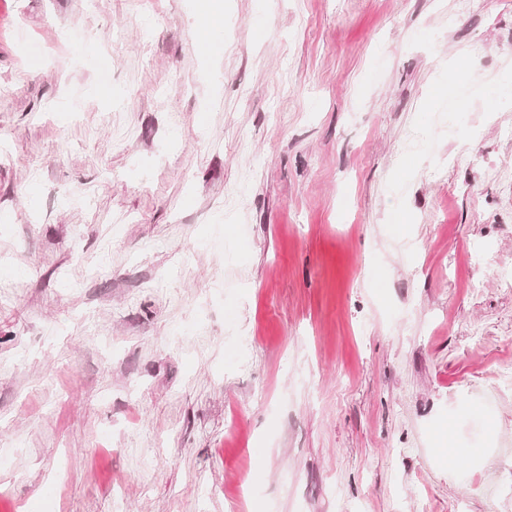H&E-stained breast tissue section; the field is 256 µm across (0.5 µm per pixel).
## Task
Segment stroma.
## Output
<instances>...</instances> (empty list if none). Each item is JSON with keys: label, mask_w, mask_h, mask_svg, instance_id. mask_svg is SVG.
Wrapping results in <instances>:
<instances>
[{"label": "stroma", "mask_w": 512, "mask_h": 512, "mask_svg": "<svg viewBox=\"0 0 512 512\" xmlns=\"http://www.w3.org/2000/svg\"><path fill=\"white\" fill-rule=\"evenodd\" d=\"M221 11L0 0V512H512V0Z\"/></svg>", "instance_id": "stroma-1"}]
</instances>
